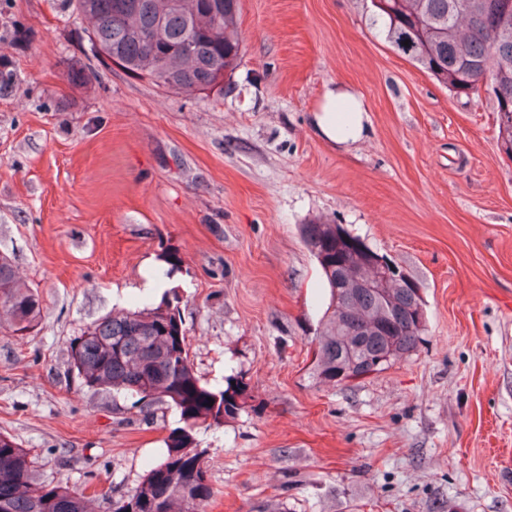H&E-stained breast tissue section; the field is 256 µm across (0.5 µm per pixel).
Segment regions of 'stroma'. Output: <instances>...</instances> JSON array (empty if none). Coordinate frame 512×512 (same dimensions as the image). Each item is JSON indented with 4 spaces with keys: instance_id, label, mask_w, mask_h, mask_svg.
Masks as SVG:
<instances>
[{
    "instance_id": "35a3bbf8",
    "label": "stroma",
    "mask_w": 512,
    "mask_h": 512,
    "mask_svg": "<svg viewBox=\"0 0 512 512\" xmlns=\"http://www.w3.org/2000/svg\"><path fill=\"white\" fill-rule=\"evenodd\" d=\"M371 9L241 0L240 65L194 98L95 53L69 0H0V255L42 299L35 330L0 333V433L39 481L112 512L161 457L174 411L84 386L69 346L167 291L201 383L237 376L254 405L196 434L207 512H512V159L491 96L438 85ZM336 89L359 141L317 127ZM315 221L393 259L427 316L415 351L336 386L312 376ZM339 105H346L349 108L346 125L350 129L344 131L338 124L337 119L330 115ZM362 110L353 97L342 91H328L323 106V114L318 117V127L321 133L327 138L337 143L346 142L349 139L357 140L363 136L364 125Z\"/></svg>"
}]
</instances>
